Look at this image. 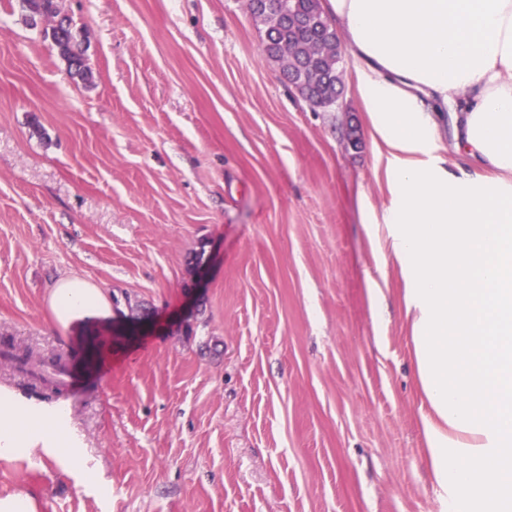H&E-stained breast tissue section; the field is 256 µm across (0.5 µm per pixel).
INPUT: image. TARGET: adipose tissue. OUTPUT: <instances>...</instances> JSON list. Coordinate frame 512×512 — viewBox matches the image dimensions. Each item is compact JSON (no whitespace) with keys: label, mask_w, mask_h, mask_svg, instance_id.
<instances>
[{"label":"adipose tissue","mask_w":512,"mask_h":512,"mask_svg":"<svg viewBox=\"0 0 512 512\" xmlns=\"http://www.w3.org/2000/svg\"><path fill=\"white\" fill-rule=\"evenodd\" d=\"M393 149L385 222L407 277L426 449L449 512H512V0H326ZM464 176L425 154L443 113ZM60 323L103 311L56 288ZM50 417L0 398V454L46 440Z\"/></svg>","instance_id":"ef3b65f1"}]
</instances>
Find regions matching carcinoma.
<instances>
[{
  "instance_id": "obj_1",
  "label": "carcinoma",
  "mask_w": 512,
  "mask_h": 512,
  "mask_svg": "<svg viewBox=\"0 0 512 512\" xmlns=\"http://www.w3.org/2000/svg\"><path fill=\"white\" fill-rule=\"evenodd\" d=\"M22 12L30 26L43 27L44 39L51 42L66 62L69 72L87 81L92 72L80 48V31L62 19L57 0H20ZM287 12L271 10L268 0H248L251 17L265 26L266 56L281 63L285 76L293 80L298 94L314 103L326 100L336 104V86L343 82L340 67V41L324 11L322 0H286Z\"/></svg>"
}]
</instances>
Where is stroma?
<instances>
[{
	"mask_svg": "<svg viewBox=\"0 0 512 512\" xmlns=\"http://www.w3.org/2000/svg\"><path fill=\"white\" fill-rule=\"evenodd\" d=\"M93 80L0 0V341L81 363L112 318L59 325L67 279L192 333L105 346L55 394L0 359L20 407L68 409L63 448L0 455L35 512H448L426 460L404 279L383 229L392 150L358 64L314 107L245 0H59ZM378 224L375 235L366 223ZM384 297L374 310L371 289Z\"/></svg>",
	"mask_w": 512,
	"mask_h": 512,
	"instance_id": "obj_1",
	"label": "stroma"
}]
</instances>
